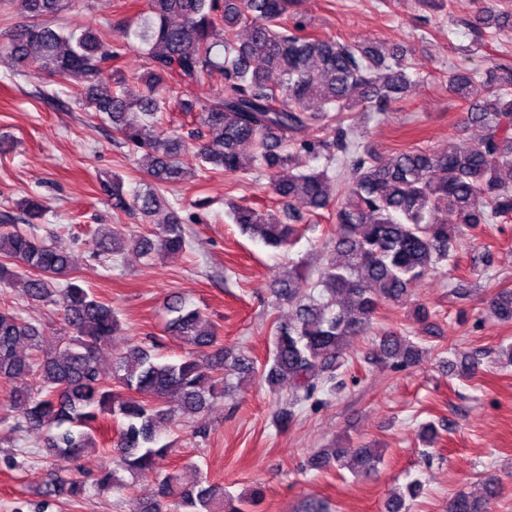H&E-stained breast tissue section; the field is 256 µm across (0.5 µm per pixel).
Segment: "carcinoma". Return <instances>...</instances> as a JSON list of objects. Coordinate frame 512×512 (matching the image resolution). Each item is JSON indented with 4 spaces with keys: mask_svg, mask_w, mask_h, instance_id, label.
I'll list each match as a JSON object with an SVG mask.
<instances>
[{
    "mask_svg": "<svg viewBox=\"0 0 512 512\" xmlns=\"http://www.w3.org/2000/svg\"><path fill=\"white\" fill-rule=\"evenodd\" d=\"M289 3L147 0L146 11L125 24L126 36L134 38L129 50L142 61L135 90L119 64L121 52L103 32L53 26L77 4L92 8L91 0H0V8L15 5L29 18L0 35V61L69 81L73 102L112 125L151 182L242 172V148L250 145L251 162L267 173L281 200L311 213L335 207L336 231L325 243L334 258L315 276L294 265L276 281L288 298L309 289L288 321L275 323L263 371L272 391H288V406L275 415L280 427L294 421L295 406L318 388L336 387L347 337L366 334L381 303L403 305L431 271L443 263L455 266V227L476 229L512 217L511 65L448 76L451 95L467 99L481 77L487 97L469 106L446 151L404 150L386 159L344 125L343 115L356 107L384 111L404 99L413 85L404 55L374 41L339 42L290 27ZM465 25L473 43L482 45L512 25V11L488 7ZM215 73L224 78L223 91L207 97L190 91ZM172 102L197 125L195 142L159 132L161 113ZM470 126L482 129L476 144L463 138ZM321 130L331 135H313ZM352 150L355 156L342 170L299 169L302 157L332 159ZM103 189L113 210L139 214L153 230L133 237L116 228L99 230L94 255L114 265L130 248L165 256L190 247L182 219L152 186L126 194L120 184L106 182ZM19 207L29 224L44 213L36 197ZM163 209L169 214L154 220ZM440 210L452 214L455 225L435 218ZM227 217L274 248L291 244L299 233L291 210L287 224L243 205L231 206ZM72 264L65 243L0 228V289L22 285L31 302L57 307L64 325L50 339L39 320L0 307V379L15 383L3 404L18 412L15 431L37 434L45 458L57 468L103 445L108 465L100 489H123L121 471L154 477L157 498L143 512H250L259 493L229 506L223 488L197 480L188 485L163 472L170 444H159L163 434L225 395L226 375L248 371L246 359L225 354L206 315L172 295L164 332L188 351L177 361H161L135 344L105 375L99 352L112 344L120 320L111 305L78 283ZM487 311L512 323V288L491 294ZM424 352L410 337L388 331L366 359L409 366ZM141 393L151 399H137ZM380 461L378 451L361 445L320 450L310 466L367 473ZM65 489L75 497L86 493L82 483L61 479L47 495ZM420 493V482L409 481L389 512H405L406 502ZM497 496L493 481L481 498L459 491L448 512H491Z\"/></svg>",
    "mask_w": 512,
    "mask_h": 512,
    "instance_id": "cac0c4a2",
    "label": "carcinoma"
}]
</instances>
